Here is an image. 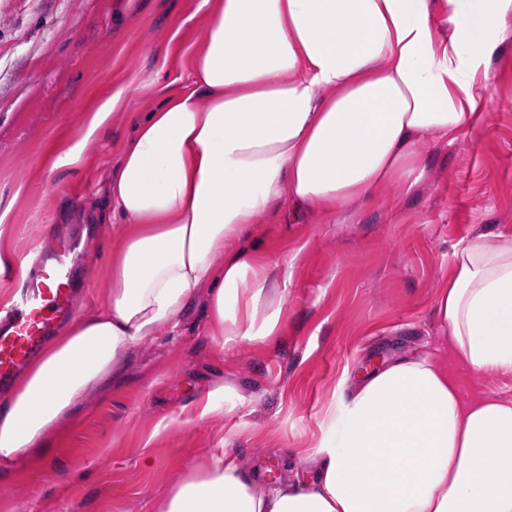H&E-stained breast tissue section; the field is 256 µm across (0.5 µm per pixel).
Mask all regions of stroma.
Masks as SVG:
<instances>
[{
    "label": "stroma",
    "instance_id": "obj_1",
    "mask_svg": "<svg viewBox=\"0 0 512 512\" xmlns=\"http://www.w3.org/2000/svg\"><path fill=\"white\" fill-rule=\"evenodd\" d=\"M197 0H0V251L10 257L56 228L80 234L77 315L102 297L107 257L124 224L106 182L155 90L189 82L203 37ZM127 99L85 138L108 97ZM490 122L451 145L426 146L427 178L410 197L387 188L344 220L278 219L252 230L258 260L304 252L290 268L280 336L224 350L206 315L208 286L178 327L160 326L123 383L92 389L88 414L62 422L42 448L0 475V512H155L185 467L219 448L263 481L310 476L307 455L343 381L386 358L436 352L466 398L512 397V377L451 362L434 297L457 243L477 229L512 233V47L490 72ZM84 142L82 162L55 167ZM241 401L225 412L220 387ZM214 410L198 417L201 404Z\"/></svg>",
    "mask_w": 512,
    "mask_h": 512
}]
</instances>
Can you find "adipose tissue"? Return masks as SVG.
<instances>
[{"label": "adipose tissue", "instance_id": "obj_1", "mask_svg": "<svg viewBox=\"0 0 512 512\" xmlns=\"http://www.w3.org/2000/svg\"><path fill=\"white\" fill-rule=\"evenodd\" d=\"M190 82L160 95L107 186L128 225L98 309L33 358L0 406V468L81 408L200 286L223 349L264 344L288 277L252 227L340 215L374 191L411 195L424 147L486 126L512 0H201ZM471 371L512 375V239L456 246L435 298ZM310 479L261 486L223 450L188 466L158 512H512V400L469 402L430 355L362 376L326 410Z\"/></svg>", "mask_w": 512, "mask_h": 512}]
</instances>
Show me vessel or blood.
Masks as SVG:
<instances>
[{"instance_id":"obj_1","label":"vessel or blood","mask_w":512,"mask_h":512,"mask_svg":"<svg viewBox=\"0 0 512 512\" xmlns=\"http://www.w3.org/2000/svg\"><path fill=\"white\" fill-rule=\"evenodd\" d=\"M74 243L58 239L25 273L18 297L0 315V389L15 375L73 312L76 262Z\"/></svg>"}]
</instances>
